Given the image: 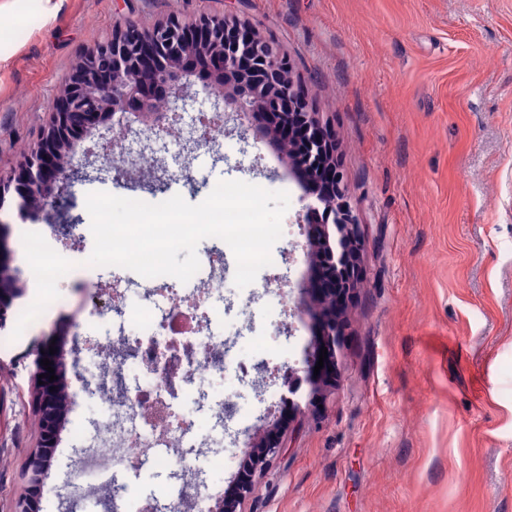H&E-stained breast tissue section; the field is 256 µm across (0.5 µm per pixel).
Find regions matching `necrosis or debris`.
<instances>
[{
  "label": "necrosis or debris",
  "mask_w": 512,
  "mask_h": 512,
  "mask_svg": "<svg viewBox=\"0 0 512 512\" xmlns=\"http://www.w3.org/2000/svg\"><path fill=\"white\" fill-rule=\"evenodd\" d=\"M221 290L220 274L200 281L194 298L168 307H124L122 319L141 324V336L99 343L98 368L107 385L110 404L108 428L86 460V468H111L122 464H153L167 469L179 465L193 470L197 452L188 443V428L173 410L176 390L196 384L224 365L227 349L208 329L207 303ZM135 363L146 384L130 389L113 383L114 370Z\"/></svg>",
  "instance_id": "4bbe7bcc"
}]
</instances>
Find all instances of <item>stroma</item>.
Segmentation results:
<instances>
[{"instance_id":"stroma-1","label":"stroma","mask_w":512,"mask_h":512,"mask_svg":"<svg viewBox=\"0 0 512 512\" xmlns=\"http://www.w3.org/2000/svg\"><path fill=\"white\" fill-rule=\"evenodd\" d=\"M227 17L274 37L320 122L333 133L336 166L364 247L361 277L344 309L335 377L317 397L301 387L281 431L282 456L255 475L244 512H512V0H0V175L35 144L59 84L80 56L125 17L143 24L171 16ZM224 125V146L189 156L165 152L175 178L164 198L197 204L209 180H241L286 191L290 205L277 259L237 289L226 256L222 296L211 317L229 345L223 371L202 388L216 411L237 419L215 426L196 394L180 392V417L201 443L232 433L233 453L268 429L282 410L283 381L242 371L257 359L302 367L319 325L298 324L289 347L274 312L279 296L299 297L309 270L298 222L305 188L278 149L242 139ZM150 201L137 170L79 183L71 213L77 244L53 240L47 212L33 222L75 264L61 280L59 310L34 320L15 347L0 348V512L24 490L23 468L37 443L29 400L32 362L66 335L75 404L44 480L40 512H103L102 473L80 475V449L99 441L110 416L84 384L97 372L96 345L112 330L106 287L121 284L129 305L149 282L133 271L86 266L93 249L88 193ZM98 281L96 294L78 287ZM122 507L165 497L168 471L115 472ZM85 494L66 495L76 480Z\"/></svg>"}]
</instances>
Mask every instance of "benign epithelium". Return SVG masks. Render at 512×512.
Masks as SVG:
<instances>
[{
    "mask_svg": "<svg viewBox=\"0 0 512 512\" xmlns=\"http://www.w3.org/2000/svg\"><path fill=\"white\" fill-rule=\"evenodd\" d=\"M192 58L203 59L210 66L207 83L194 92L183 80L184 64ZM153 85L170 88L165 112L156 111V101L148 95ZM65 86L66 91L56 97L37 145L15 174L0 176V210L5 207L6 196L13 192L18 198L17 216L22 220L34 215L33 200L37 198L51 203L61 220H66V208L72 200L71 184L87 177L89 157L100 151L127 153L125 146L111 142L101 133L92 144L80 145L92 131L107 128L117 113L130 115L139 123L147 134V139L141 141L145 151L154 149L163 133L175 125L187 122L203 137L209 125L223 119L227 112L245 116L278 108L277 121L264 129L262 136L279 145L289 166L309 181L315 180L323 168L336 167L331 131L319 122L316 113L309 111L292 79L288 57L272 40L258 36L241 23L230 24L224 18L211 17L187 24L173 17L145 26L126 18L115 27L110 39L82 55ZM201 94L210 101L211 110L200 104ZM298 121L303 123L305 133L299 151L281 137L283 127ZM336 182L335 192L313 194L312 201L305 205L306 215H323L320 223L304 226L306 256L310 268L327 263L331 270L337 269L348 278L353 276L362 240L344 201L341 179ZM9 237V224L0 219L1 269L10 268L13 259ZM299 288L294 316L301 319L313 312L321 320L303 368L305 376H299L294 368L285 374L273 369L269 374L283 377L294 394L306 383L314 395L321 382V377L314 376L320 349L325 347L328 351L324 365L335 368L336 345L346 324L336 318V288L320 287L312 274L301 281ZM23 291L20 284L0 279V330L7 328L9 311ZM54 348L55 354L45 349L35 360L30 399L40 422L39 442L25 463L26 488L17 499L20 512H38L60 425L71 405L65 353L57 344ZM45 358L53 362L57 376L53 382L39 378L47 373V367L41 365ZM282 448L283 442L277 439L252 440L245 452L244 466L252 473L261 471L280 455ZM250 489V480L241 478L235 496L219 498L210 512H243L241 505Z\"/></svg>",
    "mask_w": 512,
    "mask_h": 512,
    "instance_id": "obj_1",
    "label": "benign epithelium"
}]
</instances>
